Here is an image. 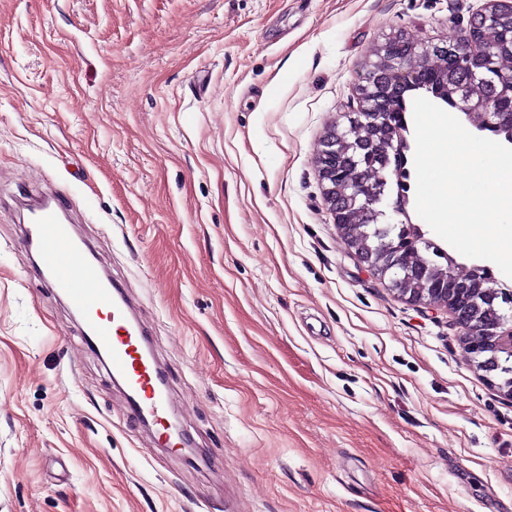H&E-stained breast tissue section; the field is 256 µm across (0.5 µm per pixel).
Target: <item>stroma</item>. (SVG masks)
I'll list each match as a JSON object with an SVG mask.
<instances>
[{
	"label": "stroma",
	"instance_id": "obj_1",
	"mask_svg": "<svg viewBox=\"0 0 512 512\" xmlns=\"http://www.w3.org/2000/svg\"><path fill=\"white\" fill-rule=\"evenodd\" d=\"M479 0H0V512H512V396L346 245L314 157L384 36ZM206 457L18 246L53 195Z\"/></svg>",
	"mask_w": 512,
	"mask_h": 512
}]
</instances>
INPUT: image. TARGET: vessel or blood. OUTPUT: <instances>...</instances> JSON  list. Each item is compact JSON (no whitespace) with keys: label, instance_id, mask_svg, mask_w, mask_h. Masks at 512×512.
<instances>
[{"label":"vessel or blood","instance_id":"vessel-or-blood-1","mask_svg":"<svg viewBox=\"0 0 512 512\" xmlns=\"http://www.w3.org/2000/svg\"><path fill=\"white\" fill-rule=\"evenodd\" d=\"M64 209L57 198L32 208L22 245L37 253L45 286L62 294L81 315L83 343L100 354L110 376L125 382L128 419H151L157 439H164L170 396L159 383V364L144 354L147 331L124 288L90 258L86 244L63 221Z\"/></svg>","mask_w":512,"mask_h":512}]
</instances>
